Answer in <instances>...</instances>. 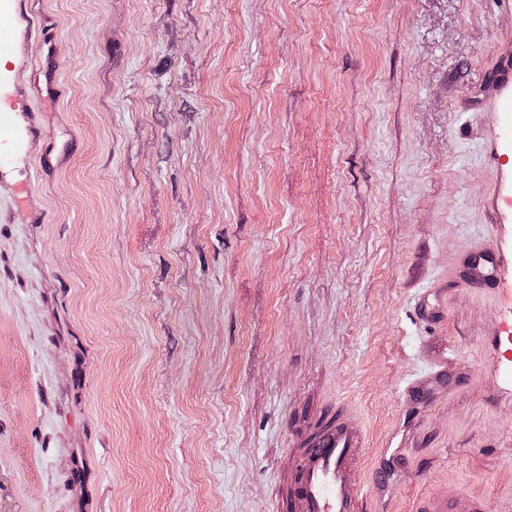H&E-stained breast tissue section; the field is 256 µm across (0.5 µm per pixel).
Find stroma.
<instances>
[{
  "label": "stroma",
  "mask_w": 512,
  "mask_h": 512,
  "mask_svg": "<svg viewBox=\"0 0 512 512\" xmlns=\"http://www.w3.org/2000/svg\"><path fill=\"white\" fill-rule=\"evenodd\" d=\"M0 43V512H277L341 405L367 507L512 512L495 296L448 280L512 240V0H8ZM484 505L469 502L462 495L448 492L420 501L417 512H484Z\"/></svg>",
  "instance_id": "obj_1"
}]
</instances>
